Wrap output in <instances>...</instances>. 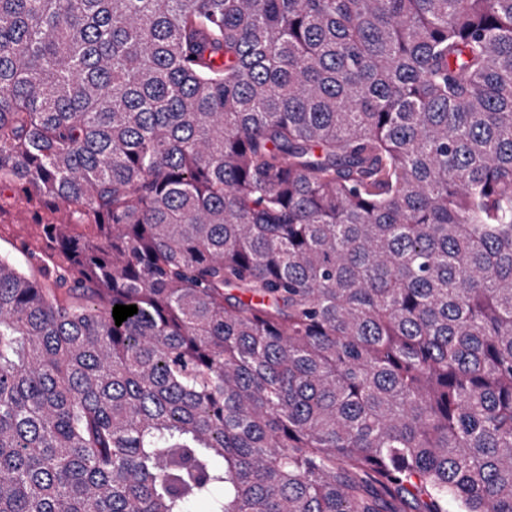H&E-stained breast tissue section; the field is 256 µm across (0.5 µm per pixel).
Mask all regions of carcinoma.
Returning a JSON list of instances; mask_svg holds the SVG:
<instances>
[{"label":"carcinoma","instance_id":"carcinoma-1","mask_svg":"<svg viewBox=\"0 0 512 512\" xmlns=\"http://www.w3.org/2000/svg\"><path fill=\"white\" fill-rule=\"evenodd\" d=\"M0 187V512H512V0H0ZM58 215L37 207L34 201L5 189L3 192V208L0 212V254L22 263L31 274L39 277L36 267L28 264L26 257L18 250L25 245L30 249L42 246V227L47 220Z\"/></svg>","mask_w":512,"mask_h":512}]
</instances>
